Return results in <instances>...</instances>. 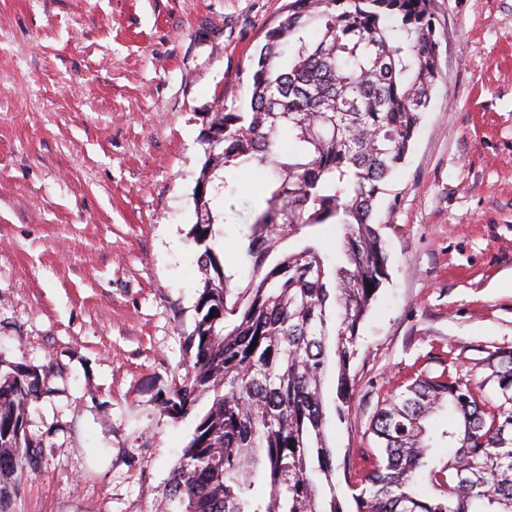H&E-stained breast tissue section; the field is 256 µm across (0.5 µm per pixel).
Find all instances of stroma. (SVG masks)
<instances>
[{"instance_id":"obj_1","label":"stroma","mask_w":512,"mask_h":512,"mask_svg":"<svg viewBox=\"0 0 512 512\" xmlns=\"http://www.w3.org/2000/svg\"><path fill=\"white\" fill-rule=\"evenodd\" d=\"M289 0H0V362L36 369L19 512H154L197 424L162 411L195 352L190 230L217 102L248 111ZM440 71L375 215L388 278L360 329L337 461L419 372L512 350V0H433ZM263 172L211 247L245 287Z\"/></svg>"}]
</instances>
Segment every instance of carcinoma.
I'll return each mask as SVG.
<instances>
[{
    "instance_id": "carcinoma-1",
    "label": "carcinoma",
    "mask_w": 512,
    "mask_h": 512,
    "mask_svg": "<svg viewBox=\"0 0 512 512\" xmlns=\"http://www.w3.org/2000/svg\"><path fill=\"white\" fill-rule=\"evenodd\" d=\"M437 61L433 0H289L266 31L250 111L212 113L191 230L204 247L198 342L161 399L179 417L205 398L209 407L158 512H512V352L490 354L493 371L478 384L419 373L387 395L366 465L343 468L345 494L326 437L329 360L342 421L359 331L387 276L373 214L428 108ZM245 166L269 178L249 214L251 277L234 293L208 241L214 196L235 211L224 173ZM322 224L343 230L340 266L313 233ZM1 367L0 512H17L22 476L36 466L26 408L39 377ZM443 408L448 460L431 464L437 439L424 422ZM421 479L432 492L418 491Z\"/></svg>"
}]
</instances>
